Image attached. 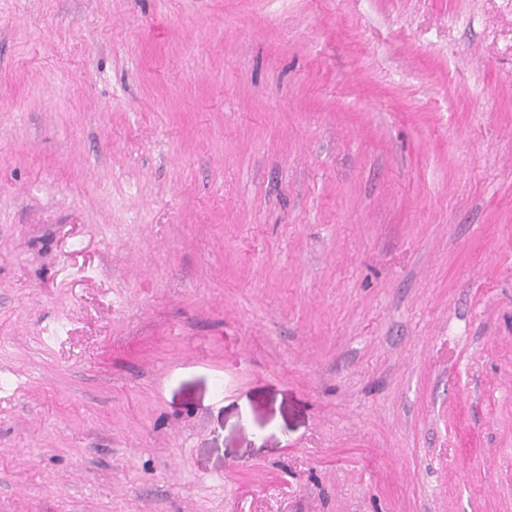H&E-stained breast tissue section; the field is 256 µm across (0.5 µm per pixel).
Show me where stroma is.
Returning <instances> with one entry per match:
<instances>
[{"label":"stroma","instance_id":"obj_1","mask_svg":"<svg viewBox=\"0 0 512 512\" xmlns=\"http://www.w3.org/2000/svg\"><path fill=\"white\" fill-rule=\"evenodd\" d=\"M0 512H512V0H0Z\"/></svg>","mask_w":512,"mask_h":512}]
</instances>
